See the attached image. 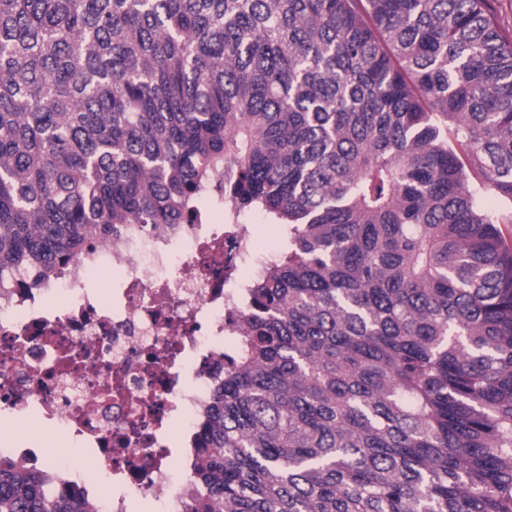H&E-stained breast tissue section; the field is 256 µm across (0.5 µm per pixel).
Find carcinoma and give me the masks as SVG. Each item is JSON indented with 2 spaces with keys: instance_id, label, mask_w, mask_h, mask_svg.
I'll use <instances>...</instances> for the list:
<instances>
[{
  "instance_id": "obj_1",
  "label": "carcinoma",
  "mask_w": 512,
  "mask_h": 512,
  "mask_svg": "<svg viewBox=\"0 0 512 512\" xmlns=\"http://www.w3.org/2000/svg\"><path fill=\"white\" fill-rule=\"evenodd\" d=\"M261 212L187 512H512V39L488 0H0V281ZM491 194L495 203L481 198ZM0 512H94L0 457Z\"/></svg>"
}]
</instances>
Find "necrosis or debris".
<instances>
[{"label": "necrosis or debris", "mask_w": 512, "mask_h": 512, "mask_svg": "<svg viewBox=\"0 0 512 512\" xmlns=\"http://www.w3.org/2000/svg\"><path fill=\"white\" fill-rule=\"evenodd\" d=\"M97 252L107 287H87L78 259L44 287L0 285V410L92 453L112 486L93 495L98 512H131L136 498L184 512L173 473L191 471L242 333L246 281L273 259L254 225L217 208L171 241L117 232Z\"/></svg>", "instance_id": "obj_1"}]
</instances>
